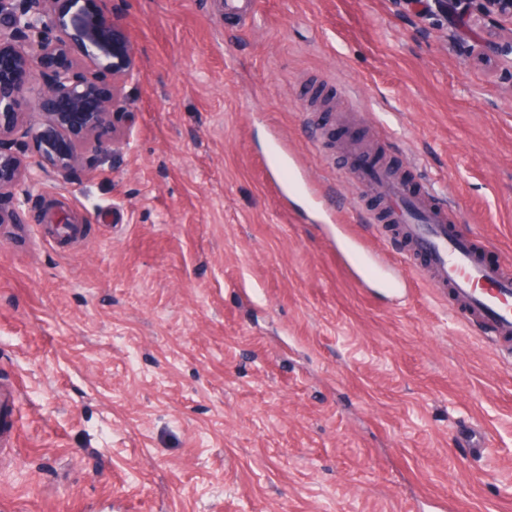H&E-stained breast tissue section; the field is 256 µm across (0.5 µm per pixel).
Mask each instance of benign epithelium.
<instances>
[{
  "mask_svg": "<svg viewBox=\"0 0 512 512\" xmlns=\"http://www.w3.org/2000/svg\"><path fill=\"white\" fill-rule=\"evenodd\" d=\"M0 0V224H25L29 194L22 189L75 168L82 153L105 149L98 132L112 114L131 107L126 85L138 76L132 53L112 51L107 32L112 0ZM421 17L452 11L474 16L490 33L509 28L505 43L478 45L484 58L512 68V0H422ZM83 47L86 62L52 71L40 82L4 73L36 74L50 58L66 59L73 45ZM29 139L40 156L28 160L11 142Z\"/></svg>",
  "mask_w": 512,
  "mask_h": 512,
  "instance_id": "benign-epithelium-1",
  "label": "benign epithelium"
}]
</instances>
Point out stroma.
Masks as SVG:
<instances>
[{"label":"stroma","mask_w":512,"mask_h":512,"mask_svg":"<svg viewBox=\"0 0 512 512\" xmlns=\"http://www.w3.org/2000/svg\"><path fill=\"white\" fill-rule=\"evenodd\" d=\"M116 0L127 144L31 196L83 228L0 240L12 512H512V354L392 271L336 149L381 148L512 264V70L471 19L394 0ZM279 140L301 186L281 191ZM286 152V153H287ZM476 424L485 453L467 448ZM341 237L345 241V250L342 255L349 269L363 280L376 277L379 271L377 267L372 264L369 254L360 243L352 238Z\"/></svg>","instance_id":"stroma-1"}]
</instances>
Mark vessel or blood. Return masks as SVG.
<instances>
[{"label": "vessel or blood", "instance_id": "b4317fda", "mask_svg": "<svg viewBox=\"0 0 512 512\" xmlns=\"http://www.w3.org/2000/svg\"><path fill=\"white\" fill-rule=\"evenodd\" d=\"M343 151L363 189L385 204L387 222L407 246L404 267L435 291L450 293L453 305L487 335L512 337V264L488 257L472 238L451 231L454 209L438 203L430 186L410 193L381 163L366 160L358 145L345 144ZM343 257L359 278L377 276V267L355 239H346Z\"/></svg>", "mask_w": 512, "mask_h": 512}]
</instances>
